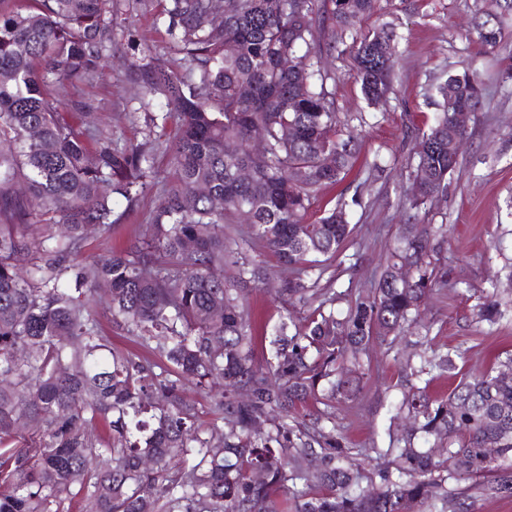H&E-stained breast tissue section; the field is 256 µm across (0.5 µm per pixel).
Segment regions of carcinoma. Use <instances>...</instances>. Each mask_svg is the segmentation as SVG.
<instances>
[{"label": "carcinoma", "mask_w": 512, "mask_h": 512, "mask_svg": "<svg viewBox=\"0 0 512 512\" xmlns=\"http://www.w3.org/2000/svg\"><path fill=\"white\" fill-rule=\"evenodd\" d=\"M106 2L30 0L19 12L0 0V512H59L75 471L88 479L82 512H142L146 500L160 512H469L465 493L448 480L485 473L483 491L512 496L510 353L461 377L441 401L426 386L456 375L461 352L419 355L408 377L424 386L399 402L410 434L361 449L365 458H389L374 477L336 437L332 409L360 393V355L414 325L429 331L421 307L447 276L430 257L448 225L412 224L364 295L338 313L324 310L336 297L318 287L320 257L336 255L350 228L341 203L316 222L305 216L317 189L344 179L357 141L340 124L319 59L331 47L329 27L362 22L374 0H168L167 32L200 79L151 59L135 65L131 79L166 102L168 112L150 122L177 119L176 182L136 243L86 261L87 226L107 233L114 224L110 195L130 206L152 178L153 141L117 148L105 134L93 138L89 104L57 95L102 75ZM510 18L512 0L478 9L473 27L482 44L496 47ZM302 46L307 66L284 68L283 54ZM395 54V35L383 28L355 48L368 101L391 89ZM298 86L306 88L300 99ZM437 93L438 112L413 140L409 210L444 192L458 165L448 141L465 132L453 123L454 107L482 105L473 72L449 76ZM256 128L267 140L260 159L247 150ZM330 153L332 169L322 164ZM248 165L255 175L241 182L235 172ZM296 169L307 172L305 182H294ZM245 210L251 238L296 270L281 298L309 307L293 334L281 323L259 365L249 294L264 271L224 231ZM214 266L226 269L221 283L210 277ZM402 266L406 281L394 278ZM99 290L112 323L168 366L112 349L98 330ZM217 305L220 315L212 313ZM21 348L27 356L17 360ZM218 379V423L203 437L198 408L178 382L203 389ZM240 387L249 398L237 396ZM314 403L324 406L317 416ZM19 416L24 432L14 427ZM418 433L447 440V458L435 462L414 447ZM19 439L26 446L11 447ZM175 457L189 464L170 476Z\"/></svg>", "instance_id": "obj_1"}]
</instances>
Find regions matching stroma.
<instances>
[{"mask_svg": "<svg viewBox=\"0 0 512 512\" xmlns=\"http://www.w3.org/2000/svg\"><path fill=\"white\" fill-rule=\"evenodd\" d=\"M482 0H376L373 15L345 32H337L335 48L320 59L328 73L326 89L340 119L363 118L358 129L359 154L346 178L320 189L306 216L317 221L339 200H347L352 232L335 257L325 263L320 287L356 298L378 279L386 256L396 244L404 219L396 209L409 189L415 166L412 141L426 115L435 112V88L451 74L478 69L483 101L468 123L459 163L448 179L445 194L427 200L416 216L420 224H450L454 230L437 251L439 265L448 271V286L431 297L426 318L434 347L460 348L465 357L459 372L487 367L502 352L512 351V314L493 326L476 323L479 303L490 294L512 300V26L494 48L484 46L472 26ZM164 0H115L107 7L105 23L110 40L103 55L104 78L72 89L66 99H80L96 112V124L114 146L151 139L152 186L134 205L113 202L119 221L111 233L88 235L83 255L100 259L113 248L138 239L150 214L175 179L172 145L175 121L153 127L147 112L162 109L160 100L145 102L129 71L144 54L188 74L181 53L174 48L163 21ZM392 25L398 34L392 88L379 103L367 101L354 78L352 47L368 31ZM361 204H353L354 193ZM260 262L268 278L251 295L254 357L263 362L271 332L281 319L301 321L306 307L282 305L276 290L291 279L288 267L262 247L246 249ZM411 347L396 339L388 354L370 349L362 360L364 388L357 401L336 406V425L343 447L359 450L387 447L393 404L402 397L401 367Z\"/></svg>", "mask_w": 512, "mask_h": 512, "instance_id": "obj_1", "label": "stroma"}]
</instances>
